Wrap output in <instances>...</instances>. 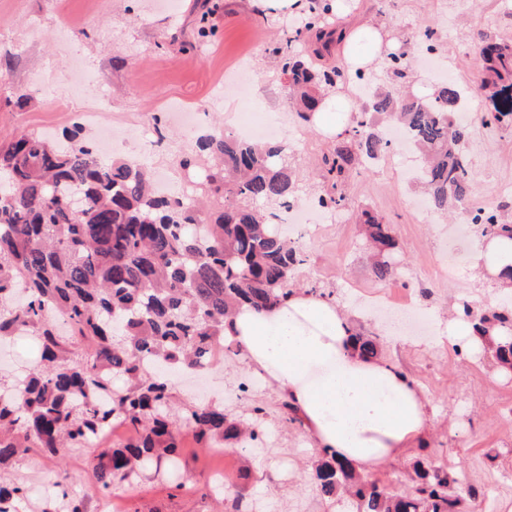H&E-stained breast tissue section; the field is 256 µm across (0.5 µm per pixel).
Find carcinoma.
<instances>
[{
  "instance_id": "obj_1",
  "label": "carcinoma",
  "mask_w": 512,
  "mask_h": 512,
  "mask_svg": "<svg viewBox=\"0 0 512 512\" xmlns=\"http://www.w3.org/2000/svg\"><path fill=\"white\" fill-rule=\"evenodd\" d=\"M306 29L323 24L314 60L304 62L285 48L281 73L296 115L306 121L318 92L349 76L346 61L321 63L337 29L324 24L327 9L311 6ZM481 90L491 100L512 84V44L489 38L479 49ZM414 57L410 50L386 59L395 86L362 107L346 139L324 159L330 185L320 207L342 208L340 190L358 161L352 147L369 158L389 147L367 131L373 117L388 116L407 132L422 159L421 179L430 207L446 212L473 191L468 160L460 149L467 126L458 119L461 92L450 79L424 96L403 90ZM55 144L22 133L0 145V341L21 331L37 337L45 364L17 384L0 382V464L34 450L103 447L94 476L105 490L112 480L137 476L143 465L178 459L184 436L201 443L221 438L232 449L254 439L253 424L227 417L212 404L173 410L169 384L143 369L146 358L203 371L214 364L212 350L243 346L224 336V322L241 306L262 311L292 293L291 279L304 252L275 228L281 209L295 203L285 146L241 141L215 127L201 136L181 164L211 162L194 201L158 196L146 172L133 162H103L80 132ZM81 200L75 213L71 201ZM214 199L224 211L199 233L201 205ZM365 232L381 259L375 276L389 278L387 257L397 243L377 215L362 212ZM472 224L484 235L512 239V225L487 209ZM463 313L478 327L501 330L498 363L512 369V306L501 304L480 316L470 302ZM120 375L125 385L116 387ZM128 438L104 446L100 436L113 422ZM408 491L368 480L350 465L322 455L313 479L324 496L351 492L360 512H460L486 491L474 485L448 493V474L430 464L414 465ZM18 485H0V512H19ZM248 491L238 487L226 512H245Z\"/></svg>"
}]
</instances>
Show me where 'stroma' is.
<instances>
[{"mask_svg":"<svg viewBox=\"0 0 512 512\" xmlns=\"http://www.w3.org/2000/svg\"><path fill=\"white\" fill-rule=\"evenodd\" d=\"M502 3L356 0L358 15L385 23L397 42L424 27L435 28L437 54L449 62V76L463 94L462 109L468 115L464 149L475 179L472 197L492 208L500 203L501 186L512 184V121H484L490 103L479 92L476 48L488 36L512 43V13H505ZM210 8L215 11V33L197 39L195 24ZM305 21L302 14L266 16L251 0H177L168 10L158 7L157 0H0V142L23 132L62 131L101 104L104 120L125 128L149 127L156 141L147 150L140 137H129L114 158L163 171L172 194L195 196L208 164L181 166L197 134L172 124L165 106L197 107L201 129L220 124L229 132L243 113L257 112L280 127L302 188L298 203L311 208L324 189L323 158L336 142L322 138L291 112L281 58L274 52L286 44L295 55L307 56L313 38L302 31ZM183 41L191 42L189 53H179ZM241 60L247 80L236 96H221L225 70ZM18 92L28 96L21 109L8 102ZM343 192L347 202L338 219L327 220L323 211L311 208L320 230L303 244L306 262L295 284L331 292L354 329L377 341L379 359L421 389L428 411L423 447L373 469L371 478L411 473L414 462L426 456L449 478L493 489V496L477 503L475 512H512V376L498 373L492 348L480 354L460 352L443 333L461 302L478 309L500 301V291L471 270V240L454 236L456 219L436 214L428 220L416 212L414 202L422 196L418 164L408 161L403 147L389 148L353 170ZM365 210L383 217L397 242L395 272L384 280L372 270L359 221ZM389 295L405 309L423 313L430 333H381L384 319L367 305ZM254 377L242 355L215 363L207 375L226 414L238 417L250 403L260 404L276 439L234 453L227 461L185 437L177 471L191 492L173 489L150 464L134 483L114 482L124 512H224V489L212 479L223 469L229 470L231 484L249 487L256 512H265L268 502L278 512H329L311 479L318 451L305 430L281 421L279 390L265 382L235 396V389ZM97 455L92 448H63L54 455L22 456L9 463V475L27 489L21 512H54L59 507L63 495L54 482L63 468L73 475L68 494L84 499L95 512L103 496L92 473Z\"/></svg>","mask_w":512,"mask_h":512,"instance_id":"obj_1","label":"stroma"}]
</instances>
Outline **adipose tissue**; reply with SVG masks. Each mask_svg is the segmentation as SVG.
<instances>
[{
	"mask_svg": "<svg viewBox=\"0 0 512 512\" xmlns=\"http://www.w3.org/2000/svg\"><path fill=\"white\" fill-rule=\"evenodd\" d=\"M340 44L354 72L377 66L392 49L384 27L368 21L347 26ZM351 106L347 94L325 97L309 122L336 136ZM471 264L512 290L511 239L476 241ZM224 333L242 341L253 369L287 394L315 447L360 473L403 456L426 431L421 390L386 362L363 357L349 317L332 301L297 292L260 312L245 306Z\"/></svg>",
	"mask_w": 512,
	"mask_h": 512,
	"instance_id": "1",
	"label": "adipose tissue"
}]
</instances>
